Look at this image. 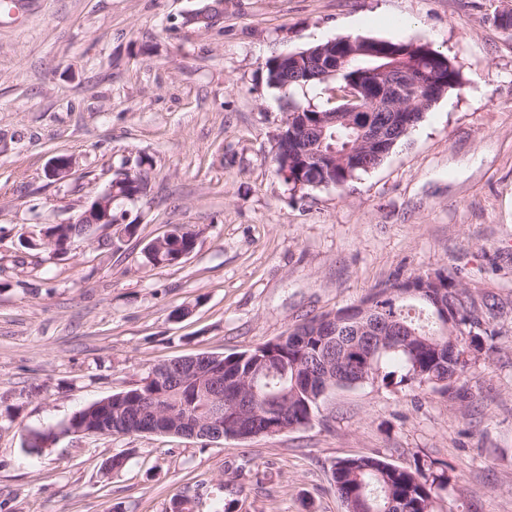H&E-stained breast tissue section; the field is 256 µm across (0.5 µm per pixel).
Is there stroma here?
I'll use <instances>...</instances> for the list:
<instances>
[{"label":"stroma","mask_w":512,"mask_h":512,"mask_svg":"<svg viewBox=\"0 0 512 512\" xmlns=\"http://www.w3.org/2000/svg\"><path fill=\"white\" fill-rule=\"evenodd\" d=\"M9 0L0 11V512H344L337 461L447 463L442 512H512V309L468 367L467 399L424 386L333 389L312 425L244 442L64 427L157 363L240 353L395 280L448 269L512 302V0ZM414 41L465 83L348 188L290 191L288 107L267 60L343 36ZM72 161L63 181L52 158ZM147 188L53 255L27 241L135 173ZM135 223L127 235L123 223ZM199 229L178 263L142 250ZM186 317H178L180 309ZM54 431L42 450L31 434ZM125 466L108 470L109 457ZM288 120H289V116H288V119L286 121V127H288L286 129H288V133H289L290 132V126L288 124ZM288 133L285 130H282L280 133H278L276 135V138H275V157L278 160V162L281 163L283 168H282V170L278 174L277 166H276L275 171H276V174L278 176H280L282 180L287 179L288 182H289L290 178H288V177L290 175V171L288 170V158L286 159L285 162H284V158H285V151H287L289 149L290 143L296 141V133L294 132L293 128H291L290 135H288ZM287 180H285L284 182L286 183Z\"/></svg>","instance_id":"1"}]
</instances>
